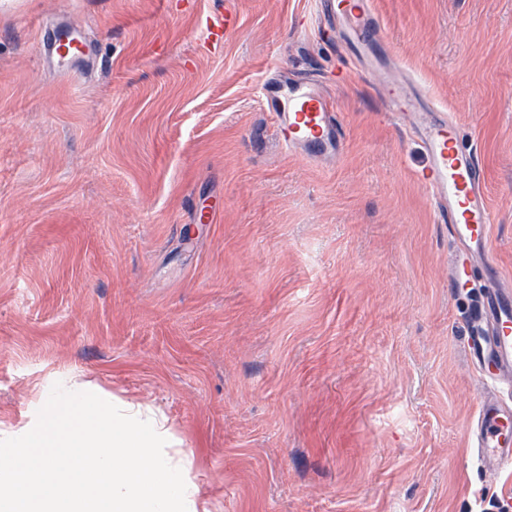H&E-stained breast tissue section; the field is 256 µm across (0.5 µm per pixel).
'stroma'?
I'll return each mask as SVG.
<instances>
[{
	"mask_svg": "<svg viewBox=\"0 0 512 512\" xmlns=\"http://www.w3.org/2000/svg\"><path fill=\"white\" fill-rule=\"evenodd\" d=\"M315 2L0 0V424L68 375L160 409L210 512H497L466 354L487 270ZM375 8L377 65L478 150L512 289V0ZM276 74L321 81L337 159L281 148Z\"/></svg>",
	"mask_w": 512,
	"mask_h": 512,
	"instance_id": "obj_1",
	"label": "stroma"
}]
</instances>
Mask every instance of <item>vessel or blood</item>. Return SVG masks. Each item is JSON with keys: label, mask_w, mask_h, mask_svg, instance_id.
Returning a JSON list of instances; mask_svg holds the SVG:
<instances>
[{"label": "vessel or blood", "mask_w": 512, "mask_h": 512, "mask_svg": "<svg viewBox=\"0 0 512 512\" xmlns=\"http://www.w3.org/2000/svg\"><path fill=\"white\" fill-rule=\"evenodd\" d=\"M322 32L343 43L355 60H366L383 40L372 0H318ZM375 90L387 114L402 120L422 145L427 163L417 177L453 241L489 256L491 213L484 170L474 147L463 145L447 113L427 107L421 94L404 80L377 78ZM277 136L286 150L317 160L340 155L345 132L319 83L283 77L261 88ZM480 301L467 319V351L473 361H489L502 377L512 376V290L499 287L490 274L479 290ZM473 453L486 470L512 469V412L498 402L483 403L477 417Z\"/></svg>", "instance_id": "vessel-or-blood-1"}]
</instances>
